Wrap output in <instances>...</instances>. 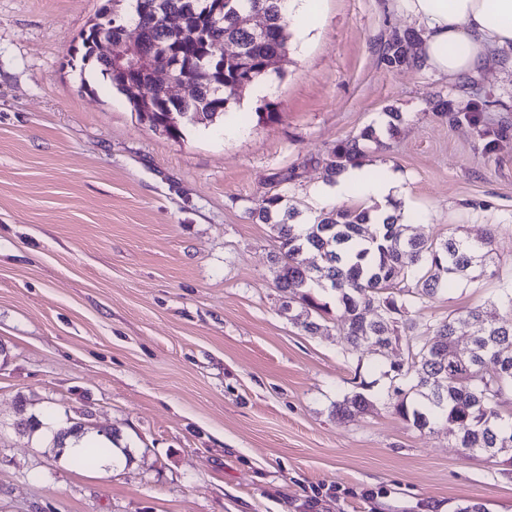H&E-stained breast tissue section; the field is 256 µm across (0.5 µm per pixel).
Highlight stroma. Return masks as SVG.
Segmentation results:
<instances>
[{"label": "stroma", "instance_id": "1", "mask_svg": "<svg viewBox=\"0 0 512 512\" xmlns=\"http://www.w3.org/2000/svg\"><path fill=\"white\" fill-rule=\"evenodd\" d=\"M104 3L0 0V512H512V466L396 412L386 370L405 344L342 350L331 293L318 335L294 323L252 215L276 192L310 220L364 207L323 192L325 165L375 128L362 164L401 180L407 235H493L490 274L416 322L485 305L512 289V71L387 68L416 23L393 0H322L280 74L173 139L73 55ZM357 375L374 407L338 418ZM48 412L117 429L133 461L53 458L16 427Z\"/></svg>", "mask_w": 512, "mask_h": 512}]
</instances>
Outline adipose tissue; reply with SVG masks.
<instances>
[{"instance_id":"1","label":"adipose tissue","mask_w":512,"mask_h":512,"mask_svg":"<svg viewBox=\"0 0 512 512\" xmlns=\"http://www.w3.org/2000/svg\"><path fill=\"white\" fill-rule=\"evenodd\" d=\"M400 12L423 32L424 64L449 81L462 83L482 72L493 57L512 52V0H396ZM327 193L338 199L359 195L389 211L403 200L400 180L374 179L366 167L349 168Z\"/></svg>"}]
</instances>
